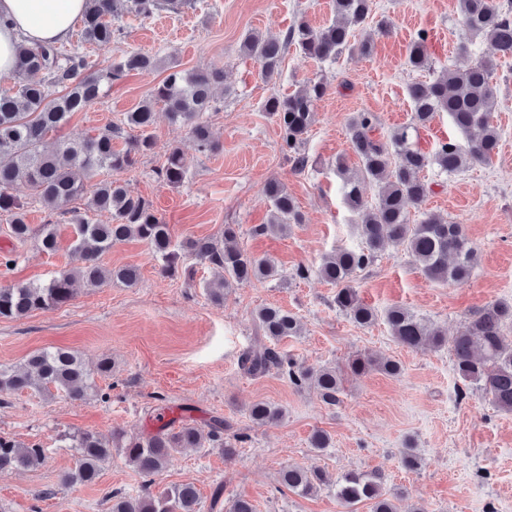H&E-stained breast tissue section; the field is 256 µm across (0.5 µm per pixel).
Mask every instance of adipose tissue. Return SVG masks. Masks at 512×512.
Here are the masks:
<instances>
[{
	"mask_svg": "<svg viewBox=\"0 0 512 512\" xmlns=\"http://www.w3.org/2000/svg\"><path fill=\"white\" fill-rule=\"evenodd\" d=\"M86 0H0V79L11 76L19 45L65 41Z\"/></svg>",
	"mask_w": 512,
	"mask_h": 512,
	"instance_id": "obj_1",
	"label": "adipose tissue"
}]
</instances>
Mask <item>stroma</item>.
<instances>
[{"mask_svg":"<svg viewBox=\"0 0 512 512\" xmlns=\"http://www.w3.org/2000/svg\"><path fill=\"white\" fill-rule=\"evenodd\" d=\"M301 15L313 27L326 26L334 18L332 0H189L178 12L147 18L119 12L112 24L120 34L111 49L75 37L63 43L64 51L86 55L93 71L133 51L152 53L161 68L151 75L132 72L104 87L85 111L52 134L55 142L94 135L119 121L148 97L169 64L187 71L223 66L217 109L208 115L217 149L199 152L186 129L161 114L152 152L120 179L132 195L152 202L176 240L218 238L225 225H239L240 247L274 260L282 279L233 286L217 307L206 296L207 283L216 278L211 267L197 263L190 275L161 274L149 247L130 239L113 246L102 262L112 268L138 266L137 285L108 282L91 288L78 281L69 304L18 320L0 319V365L19 364L30 352L51 346L75 350L92 364L105 355L114 364L111 380L99 383L109 389V399L72 401L29 390L0 404V434L38 443L46 456L38 468L0 473V512H110L111 491L138 494L141 475L117 453L95 484H63L62 474L73 465L63 437L77 430L106 436L120 429L147 433L160 405L174 420H227L243 437L235 457L218 448H185L156 476L160 488L195 485L206 505L218 490L223 503L244 497L256 512H342L334 487L308 497L281 488L282 470L303 466L334 478L352 470H382L385 488L402 494L399 512L418 507L512 512V414L497 411L461 382L448 349H407L383 319L389 307L400 305L452 336L485 305L512 303V59L499 60L495 76L493 122L501 149L490 163L457 174L425 169L430 193L421 208L410 211L415 222L426 210L462 225L477 252L469 280L462 285L433 281L403 247L389 246L353 282L378 314L374 325L362 327L337 309L335 286L317 273L322 258L337 246L362 244L358 217L344 203L336 171L340 161L349 170L359 168L348 124L356 113H373L376 138L388 140L411 121V83L433 79L445 67L467 68L493 50L465 30L457 0H374L367 29L374 30L381 18L391 26L387 34L376 35L372 55L349 50L336 62L323 63L291 51L279 75L263 77L257 62L240 50L245 34L284 35ZM421 32L432 61L428 70L407 62V48ZM320 76L329 88L316 104L303 145L309 162L299 172L282 154L279 128L263 104ZM176 146L184 151L190 180L172 188L159 182L154 170ZM271 179L286 186L302 221L285 235L256 236L252 227L269 220L261 191ZM26 202L28 223L57 225L60 247L47 254L34 243L15 242L5 232L7 215L0 214V254L8 251L14 258L12 267L0 265V286L44 281L81 264L71 247L70 224L34 196ZM302 265L310 270L304 278L296 274ZM265 305L288 310L301 322L300 335L281 341V351L307 366L340 372L339 403L327 405L314 389L295 388L277 373L253 377L241 369L242 352L265 342L255 320ZM358 355L396 359L402 374L352 375L348 362ZM257 401L282 407V420L272 426L254 423L249 409ZM318 430L330 439L320 451L310 445ZM409 449L421 459L413 471L402 465Z\"/></svg>","mask_w":512,"mask_h":512,"instance_id":"35a3bbf8","label":"stroma"}]
</instances>
